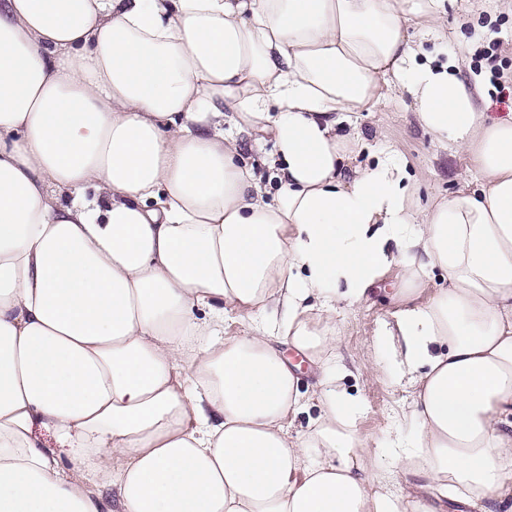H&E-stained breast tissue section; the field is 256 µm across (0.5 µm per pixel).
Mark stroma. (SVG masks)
Instances as JSON below:
<instances>
[{
	"mask_svg": "<svg viewBox=\"0 0 512 512\" xmlns=\"http://www.w3.org/2000/svg\"><path fill=\"white\" fill-rule=\"evenodd\" d=\"M441 27L448 32L449 50L463 53V77L487 80L495 71L512 74V0H447ZM359 129L371 145H393L406 158L420 205L445 198L462 181L479 176L469 155L438 144L416 125L408 104L396 97H388L377 111L363 113ZM402 276V269H395L367 301L336 305L340 362L348 367L377 365L375 371L344 380L348 391L363 403L358 435L374 452L394 438L414 399L412 389L395 377L391 340L379 333L394 308L398 288L404 285Z\"/></svg>",
	"mask_w": 512,
	"mask_h": 512,
	"instance_id": "obj_1",
	"label": "stroma"
}]
</instances>
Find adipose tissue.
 <instances>
[{"instance_id": "1", "label": "adipose tissue", "mask_w": 512, "mask_h": 512, "mask_svg": "<svg viewBox=\"0 0 512 512\" xmlns=\"http://www.w3.org/2000/svg\"><path fill=\"white\" fill-rule=\"evenodd\" d=\"M446 2L0 0V512H512V113L420 61ZM391 90L478 183L421 208L393 147L356 166ZM399 266L415 403L374 456L336 305ZM273 154L274 148L271 143H268L262 149L253 146L247 139L243 140L241 143V164L245 163L248 167H253L255 170L264 171L265 178L274 172V170L268 169ZM260 322V318L254 314L232 312L224 322L225 336H245Z\"/></svg>"}]
</instances>
